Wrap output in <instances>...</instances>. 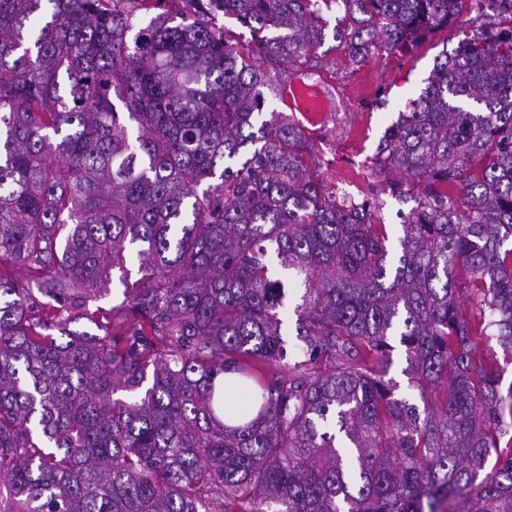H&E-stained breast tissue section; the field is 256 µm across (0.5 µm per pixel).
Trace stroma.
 Masks as SVG:
<instances>
[{"mask_svg":"<svg viewBox=\"0 0 512 512\" xmlns=\"http://www.w3.org/2000/svg\"><path fill=\"white\" fill-rule=\"evenodd\" d=\"M469 22V14H461L412 53H374L362 63L351 62L329 39L317 57L297 62L279 76L284 86L293 82L313 86L322 104L317 123L305 122L298 112L292 118L306 134L325 190L358 202H376L392 233H399L415 202L392 193L376 171L380 141L399 112L424 88L436 56L457 46Z\"/></svg>","mask_w":512,"mask_h":512,"instance_id":"stroma-1","label":"stroma"}]
</instances>
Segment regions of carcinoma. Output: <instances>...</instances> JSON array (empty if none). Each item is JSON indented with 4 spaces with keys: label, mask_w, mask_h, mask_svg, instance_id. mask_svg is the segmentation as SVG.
Wrapping results in <instances>:
<instances>
[{
    "label": "carcinoma",
    "mask_w": 512,
    "mask_h": 512,
    "mask_svg": "<svg viewBox=\"0 0 512 512\" xmlns=\"http://www.w3.org/2000/svg\"><path fill=\"white\" fill-rule=\"evenodd\" d=\"M335 7L357 62L498 18L385 132L416 202L396 253L262 118L253 54L311 55ZM509 242L512 0H0V265L30 274L0 271V512H512ZM120 272L111 271V283L109 285L110 293L99 300L89 302V308L95 310L97 307H102V310H109L112 306L118 305L124 299L123 291L125 286L119 281ZM395 350L392 353V365L389 368L386 378H392L399 384V392L406 396L410 402L421 405L416 390L412 389L408 383V375L404 372L407 368L405 353L398 341L394 343Z\"/></svg>",
    "instance_id": "1"
}]
</instances>
